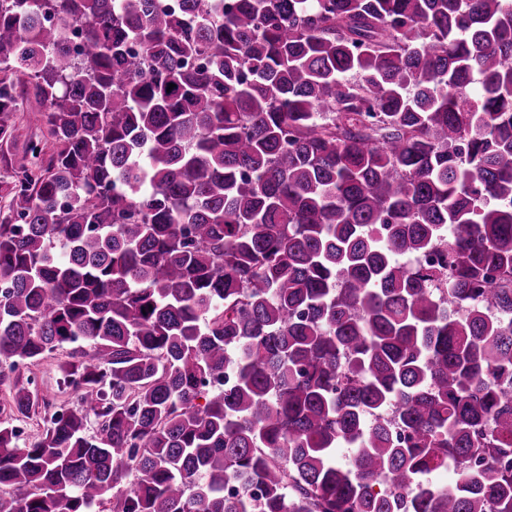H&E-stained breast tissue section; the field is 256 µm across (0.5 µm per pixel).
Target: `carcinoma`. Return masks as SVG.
<instances>
[{"label":"carcinoma","mask_w":512,"mask_h":512,"mask_svg":"<svg viewBox=\"0 0 512 512\" xmlns=\"http://www.w3.org/2000/svg\"><path fill=\"white\" fill-rule=\"evenodd\" d=\"M2 161L0 512H512V0H0ZM29 112H42V108L39 103L35 100L32 93H30L29 98L25 104V111L18 113V131H17V140L15 145L11 148V153L14 155L15 159H21L24 156L25 150L29 144V142H39L42 141L44 144V129L39 128V126L34 123L28 122V113ZM69 348L59 349L40 362L33 365H19L15 375H20L22 379H31L33 384L46 395L50 406H42L32 410L28 417L10 418L8 401L10 397V386L6 382L0 385V421L8 420L19 431V443L21 445L30 444L44 434L49 425L52 414L64 408H79V401L71 390L62 388L58 385L59 374L57 364L60 361L67 360Z\"/></svg>","instance_id":"1"}]
</instances>
